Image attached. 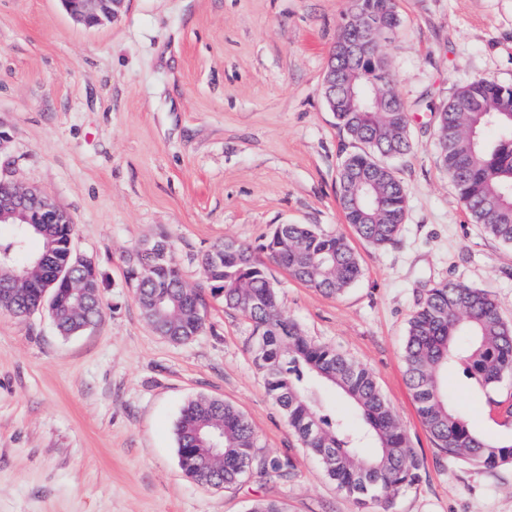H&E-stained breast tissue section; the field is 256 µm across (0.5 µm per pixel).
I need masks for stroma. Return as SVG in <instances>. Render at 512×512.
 <instances>
[{"instance_id": "35a3bbf8", "label": "stroma", "mask_w": 512, "mask_h": 512, "mask_svg": "<svg viewBox=\"0 0 512 512\" xmlns=\"http://www.w3.org/2000/svg\"><path fill=\"white\" fill-rule=\"evenodd\" d=\"M350 0H125L112 22H74L62 0H0V179L35 186L69 213L94 261L103 315L57 334L47 309L0 313V512H512V463L448 457L406 385L408 321L426 288L490 291L512 322V245L476 224L438 157L434 113L466 82L512 86V0H395L384 51L414 150L392 168L406 189L395 244L344 220L337 171L351 144L320 86ZM279 224L342 235L361 279L327 296L270 266L284 314L374 377L422 468L391 503L339 492L267 395L252 326L225 309L203 257L264 242ZM169 240L201 290L205 326L176 344L145 321L126 279L130 255ZM200 395L251 421L263 455L292 477L224 490L181 471L175 423ZM448 399L471 429L512 439V380L482 391L462 367Z\"/></svg>"}]
</instances>
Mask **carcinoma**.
Segmentation results:
<instances>
[{"instance_id":"obj_1","label":"carcinoma","mask_w":512,"mask_h":512,"mask_svg":"<svg viewBox=\"0 0 512 512\" xmlns=\"http://www.w3.org/2000/svg\"><path fill=\"white\" fill-rule=\"evenodd\" d=\"M400 25L394 0H352L334 44L337 124L357 145L338 169L337 182L347 223L365 241H397L406 192L386 160L410 153L407 109L391 91L383 44ZM377 41L378 53L364 59L347 47ZM439 156L474 221L512 244V86L474 79L436 112ZM33 223L0 221V311L23 316L52 302L57 332L73 336L102 315L93 263L82 266L72 247L74 224L66 215L39 213ZM328 296L343 293L362 275L360 260L346 240L311 224H279L256 247L226 241L204 258V269L224 306L252 324L257 359L271 399L288 425L322 464L336 488L358 503L389 502L420 475L421 462L371 373L336 348L304 336L282 313L266 261ZM128 277L145 319L174 343L192 339L204 325L202 294L182 279L165 237L129 259ZM407 383L417 413L436 447L466 463L495 469L512 458V442L474 433L464 415L448 404L443 379L461 363L481 389L512 377V323L500 316L492 295L461 282L428 288L407 328L403 351ZM337 392L357 422L326 408L318 393ZM179 463L185 475L229 489L253 477H291L288 455L259 456L250 420L221 399L199 397L183 408L175 427ZM217 447L211 451V447ZM374 448L366 455L363 449Z\"/></svg>"}]
</instances>
